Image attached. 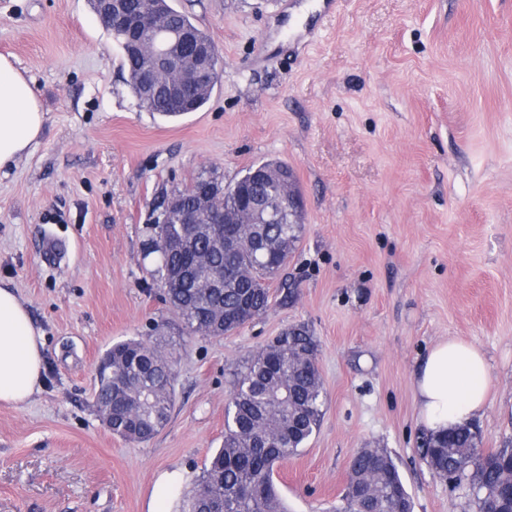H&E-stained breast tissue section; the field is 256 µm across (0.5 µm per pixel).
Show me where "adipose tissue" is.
<instances>
[{"mask_svg":"<svg viewBox=\"0 0 512 512\" xmlns=\"http://www.w3.org/2000/svg\"><path fill=\"white\" fill-rule=\"evenodd\" d=\"M44 114L31 82L0 55V168L35 144ZM43 334L11 288L0 286V404L22 405L42 388ZM419 416L427 432L473 422L489 400V365L481 348L450 338L438 341L414 375Z\"/></svg>","mask_w":512,"mask_h":512,"instance_id":"ef3b65f1","label":"adipose tissue"}]
</instances>
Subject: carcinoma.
Returning <instances> with one entry per match:
<instances>
[{
	"instance_id": "cac0c4a2",
	"label": "carcinoma",
	"mask_w": 512,
	"mask_h": 512,
	"mask_svg": "<svg viewBox=\"0 0 512 512\" xmlns=\"http://www.w3.org/2000/svg\"><path fill=\"white\" fill-rule=\"evenodd\" d=\"M171 31L188 30L203 39L210 36L191 18L158 2ZM142 58H124L131 74L128 84L136 99L142 98L137 84ZM214 85L205 83L181 104L149 95L142 103L147 111L167 119L197 112L208 102ZM284 162L252 165L235 181L263 202L279 200L271 190L281 188ZM269 173L267 181L250 178L255 169ZM213 173L203 170L179 190L185 204L192 205L206 183H217ZM170 224L148 226L147 251L157 255L159 282L177 270L190 268L200 257L209 266L224 270V287L208 288L186 279L181 288L163 289L164 301L177 315L183 333H203L209 320L223 321V334L237 331L264 313L270 305V279L287 263L300 240V224H226L224 239L238 242L227 253L202 236L194 251L164 253L159 239ZM318 345L304 326L282 332L249 356L244 370L232 382L224 414V444L209 460L182 512H288L274 481L280 462L297 455L319 429L323 418L324 388L316 364ZM112 382L97 376V404L112 400V434L128 441L145 442L167 422L175 402V354L162 350L158 341L125 340L112 345ZM476 426L463 425L441 437L427 438L422 458L435 475L453 486L468 481L474 512H495L507 501L506 469L512 464V441L492 453L479 448ZM351 481L364 487L368 497L349 494L343 512H408L410 495L398 467L388 452L362 448L350 460Z\"/></svg>"
}]
</instances>
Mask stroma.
<instances>
[{"label":"stroma","instance_id":"35a3bbf8","mask_svg":"<svg viewBox=\"0 0 512 512\" xmlns=\"http://www.w3.org/2000/svg\"><path fill=\"white\" fill-rule=\"evenodd\" d=\"M223 57L208 103L140 108L88 0H0V54L45 114L0 170V285L44 335L45 384L0 405V512H148L159 476L179 512L224 442L234 373L307 326L321 425L274 479L290 512H340L349 461L389 451L413 512H473L420 455L418 359L459 338L489 361L480 449L512 440V0H170ZM288 163L301 241L265 313L233 333L176 334L150 277L149 210L203 170L232 183ZM174 332L176 402L139 444L105 427L97 367L120 340ZM180 481L181 475L178 472L173 471L162 474L157 480L152 492V507L148 512H163L159 510L162 502Z\"/></svg>","mask_w":512,"mask_h":512}]
</instances>
